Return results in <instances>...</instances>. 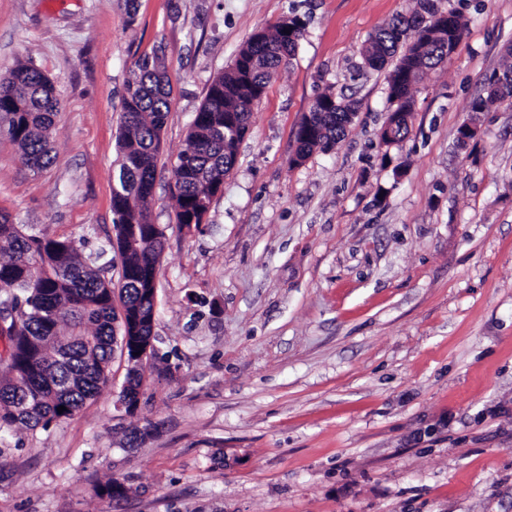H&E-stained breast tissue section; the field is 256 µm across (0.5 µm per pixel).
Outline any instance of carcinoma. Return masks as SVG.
Listing matches in <instances>:
<instances>
[{
  "instance_id": "1",
  "label": "carcinoma",
  "mask_w": 512,
  "mask_h": 512,
  "mask_svg": "<svg viewBox=\"0 0 512 512\" xmlns=\"http://www.w3.org/2000/svg\"><path fill=\"white\" fill-rule=\"evenodd\" d=\"M417 9L380 26L362 48L370 68L396 58L388 75L394 112H412V87L422 73L445 62V40L465 23L439 0H416ZM425 32V40L409 31ZM297 42L259 31L238 50L233 62L211 81L195 112L185 148L172 168L176 178V220L206 223L212 188L224 183L237 161L255 105L266 94L272 73L294 55ZM500 78L487 81V95L472 111L501 100ZM171 85L157 52L143 56L126 81L119 136V186L112 211L121 271L118 283L102 275L92 260L65 236L32 232L0 214V432L47 428L66 419L108 384L113 345L127 339L129 371L119 400L134 413L143 376L134 352L154 338L153 281L164 251V231L148 217L154 197L161 133L170 110ZM356 103L327 90L311 105L310 132H296V154L306 159L341 141ZM59 112L52 81L33 63L20 62L0 76V122L33 170L52 157L49 133ZM239 112L245 125L234 130L224 114ZM408 134V123L383 132L385 145ZM125 312L118 319L115 298ZM60 406L66 407L58 412Z\"/></svg>"
}]
</instances>
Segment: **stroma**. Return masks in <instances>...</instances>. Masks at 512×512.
I'll return each mask as SVG.
<instances>
[{"label": "stroma", "instance_id": "1", "mask_svg": "<svg viewBox=\"0 0 512 512\" xmlns=\"http://www.w3.org/2000/svg\"><path fill=\"white\" fill-rule=\"evenodd\" d=\"M415 0H0V75L29 60L60 112L52 163L0 130V212L103 267L125 81L162 46L173 92L153 223L156 374L127 364L73 417L0 439V512H512V0H443L466 24L386 145L387 70L361 48ZM304 35L273 75L206 224L175 221L171 169L212 79L258 30ZM358 104L295 164L316 96ZM472 123L475 136L457 130ZM118 497L98 495L109 476Z\"/></svg>", "mask_w": 512, "mask_h": 512}]
</instances>
